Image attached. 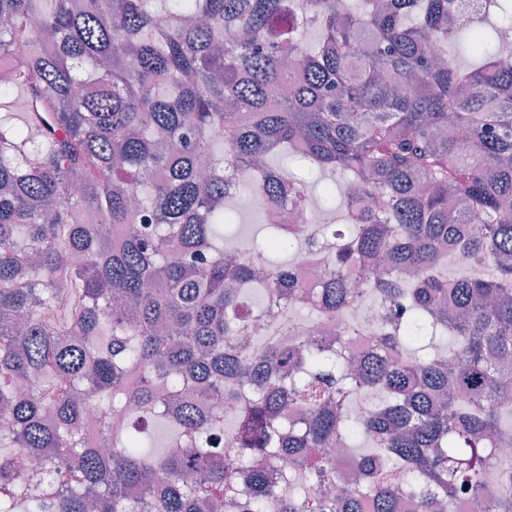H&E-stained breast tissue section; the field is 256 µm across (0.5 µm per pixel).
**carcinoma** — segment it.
I'll return each mask as SVG.
<instances>
[{
	"mask_svg": "<svg viewBox=\"0 0 512 512\" xmlns=\"http://www.w3.org/2000/svg\"><path fill=\"white\" fill-rule=\"evenodd\" d=\"M151 2L0 0V512H396L403 490L418 512H512V2L490 33L456 0ZM283 148L331 176L325 223L338 190L364 214L286 242L265 217L266 250L224 249L233 198L310 204L277 175ZM317 242L311 291L270 254ZM369 297L385 315L338 347L281 345L296 311ZM155 418L173 427L158 454L136 427ZM338 445L357 476L325 496ZM46 450L30 487L17 456Z\"/></svg>",
	"mask_w": 512,
	"mask_h": 512,
	"instance_id": "1",
	"label": "carcinoma"
}]
</instances>
